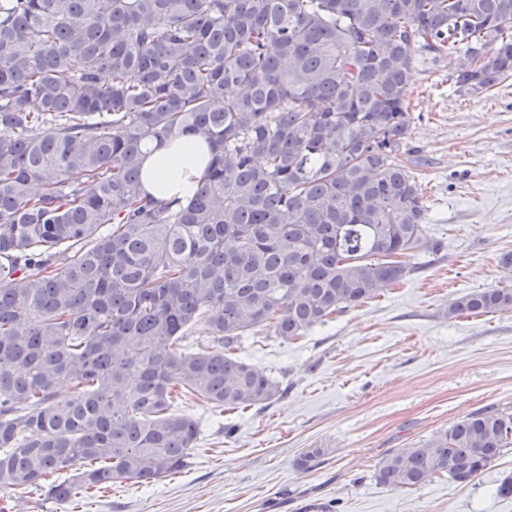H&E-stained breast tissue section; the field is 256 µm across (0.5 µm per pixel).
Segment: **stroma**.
Masks as SVG:
<instances>
[{"instance_id": "1", "label": "stroma", "mask_w": 512, "mask_h": 512, "mask_svg": "<svg viewBox=\"0 0 512 512\" xmlns=\"http://www.w3.org/2000/svg\"><path fill=\"white\" fill-rule=\"evenodd\" d=\"M408 140L427 208V244L380 296L285 342L270 330L233 354L287 392L263 409L215 412L187 399L200 424L190 465L150 486L59 503L0 492V512H512L497 497L512 474L507 448L473 482L440 475L397 490L375 478L390 452L450 430L478 409L512 407V311L450 320L456 297L512 285V78L478 97L457 92L448 66L415 70ZM310 448L325 456L297 466Z\"/></svg>"}]
</instances>
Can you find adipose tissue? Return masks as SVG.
Wrapping results in <instances>:
<instances>
[{"label": "adipose tissue", "instance_id": "1", "mask_svg": "<svg viewBox=\"0 0 512 512\" xmlns=\"http://www.w3.org/2000/svg\"><path fill=\"white\" fill-rule=\"evenodd\" d=\"M209 158L200 138L180 134L155 146L143 163V187L160 199L190 198Z\"/></svg>", "mask_w": 512, "mask_h": 512}]
</instances>
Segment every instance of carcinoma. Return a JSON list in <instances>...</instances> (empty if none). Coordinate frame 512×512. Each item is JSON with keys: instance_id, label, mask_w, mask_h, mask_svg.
I'll return each mask as SVG.
<instances>
[{"instance_id": "obj_1", "label": "carcinoma", "mask_w": 512, "mask_h": 512, "mask_svg": "<svg viewBox=\"0 0 512 512\" xmlns=\"http://www.w3.org/2000/svg\"><path fill=\"white\" fill-rule=\"evenodd\" d=\"M420 56L466 95L512 78V0H0V488L64 503L185 469L200 428L178 400L285 394L224 349L409 273ZM184 132L211 159L182 206L141 168ZM511 310L505 286L444 315ZM198 324L213 345L184 343ZM511 446L512 408L486 407L375 478L467 484Z\"/></svg>"}]
</instances>
